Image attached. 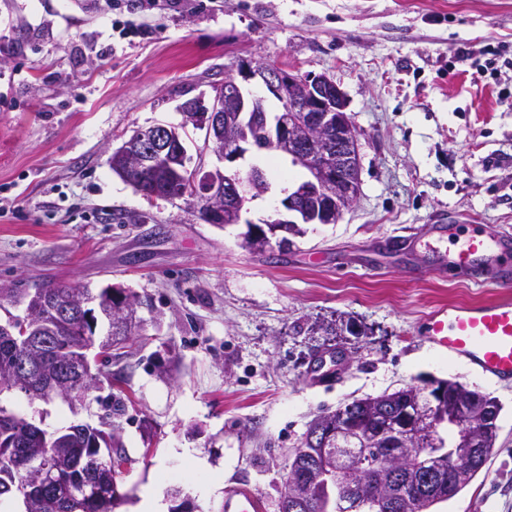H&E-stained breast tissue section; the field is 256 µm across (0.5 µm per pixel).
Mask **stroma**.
<instances>
[{
    "instance_id": "35a3bbf8",
    "label": "stroma",
    "mask_w": 512,
    "mask_h": 512,
    "mask_svg": "<svg viewBox=\"0 0 512 512\" xmlns=\"http://www.w3.org/2000/svg\"><path fill=\"white\" fill-rule=\"evenodd\" d=\"M243 59L328 76L360 135L356 204L261 254L244 235L273 219L288 160L237 162L262 166L270 188L223 228L109 166L134 130L162 123L222 167L182 108L209 103ZM511 93L512 0H0V287L111 283L150 300L112 390L75 412L19 394L13 408L52 430L98 424L101 398L128 396L120 512L159 477L189 512H220L223 489L204 488L215 475L279 512L291 451L321 410L452 380L499 401L498 438L431 512H512V385L419 339L436 306L499 294L442 272L428 247L439 224L512 235ZM324 354L342 378L316 372Z\"/></svg>"
}]
</instances>
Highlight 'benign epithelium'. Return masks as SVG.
Instances as JSON below:
<instances>
[{
  "mask_svg": "<svg viewBox=\"0 0 512 512\" xmlns=\"http://www.w3.org/2000/svg\"><path fill=\"white\" fill-rule=\"evenodd\" d=\"M256 83L264 94L247 89ZM210 105L190 103L189 121L206 128L208 148L225 162L232 164L253 149H288V157L306 169L307 177L287 191L282 206L304 224H335L350 209L360 194V147L358 134L346 112V101L338 85L325 75L299 74L277 65L240 61L235 73L224 77V83L213 88ZM272 97L283 104L282 111L271 115L265 108ZM235 136L219 147L225 131ZM114 172L128 178L133 169H146L164 162L181 166L180 183L191 179L197 184L192 198L205 203L214 224H239L247 203V190L264 181L252 169L240 171L207 170L195 162L183 146L176 128L154 125L132 135L115 150ZM137 190L150 197L185 198L179 186ZM292 220L277 218L266 222V228L250 227V236L267 241L276 238L280 225ZM35 310H46L56 319L70 317L71 306L58 300L47 302L43 293L31 296ZM424 406L410 420L392 432L399 442L413 434L421 422L441 426L447 423L446 386L430 381L413 389ZM445 456L442 448H424L412 457L415 467H427L430 461ZM344 471L333 470L323 476L317 489L323 512H344L351 500L362 495L360 486L346 483Z\"/></svg>",
  "mask_w": 512,
  "mask_h": 512,
  "instance_id": "obj_1",
  "label": "benign epithelium"
}]
</instances>
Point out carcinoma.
<instances>
[{
  "label": "carcinoma",
  "instance_id": "obj_1",
  "mask_svg": "<svg viewBox=\"0 0 512 512\" xmlns=\"http://www.w3.org/2000/svg\"><path fill=\"white\" fill-rule=\"evenodd\" d=\"M133 180L165 184L172 174L163 167L154 170H133ZM38 290L56 299H66L78 292L90 303L105 302L110 293L126 294L132 304H146L142 297L129 288L113 290L102 287L92 292L85 287L43 284ZM31 293L27 288H0V310L6 321L27 322L24 335H0V396L12 391L24 395L28 404L48 401L57 394H66L72 405H83L92 392L100 389V369L82 363L83 349L95 335L97 315L90 306L77 312L73 323L65 326L49 318H31L28 314L14 315L11 308L27 306ZM138 326L112 322L108 335L112 344L101 346V353L109 358L112 351L135 335ZM448 396L459 410L469 414L485 406L501 410L499 402L479 391L446 380ZM417 403L406 389L383 393L375 397L354 399L334 411H322L310 422L301 446L311 453L292 458L288 474H309L314 481L324 460L316 447L308 443L311 435L336 432L341 425L353 420L363 425L359 433H343L337 438L344 459H353L368 451L375 460L384 454L388 435L399 417L416 411ZM107 413L97 426L72 424L49 431L33 419L10 411L0 404V505L15 498L14 483L29 477L39 466V457L49 454L50 468L37 488V497L28 512H114L123 504L125 495L118 491L116 475L123 466L131 463L123 449L120 426L112 417L121 412L118 402L106 404ZM499 426L490 421L484 425L483 447L487 451L475 453V470L478 474L486 465L494 448ZM468 482L458 479L456 468L443 465L432 483L423 480L419 472L406 468L397 482L388 480L380 469L374 468L363 478V491L367 495L390 494L401 498L406 512H418V505L428 508L455 497ZM285 493L306 499V512H319L314 493L305 486L285 480Z\"/></svg>",
  "mask_w": 512,
  "mask_h": 512
}]
</instances>
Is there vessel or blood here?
Wrapping results in <instances>:
<instances>
[{
	"mask_svg": "<svg viewBox=\"0 0 512 512\" xmlns=\"http://www.w3.org/2000/svg\"><path fill=\"white\" fill-rule=\"evenodd\" d=\"M447 247L433 248L441 269L479 279L484 266L497 274L496 287L506 294L477 304L442 305L426 319V339L430 345L448 353L479 377L499 383L512 382V238L487 232L471 225L459 235L457 225L446 229ZM221 512H261L258 497L247 490H229Z\"/></svg>",
	"mask_w": 512,
	"mask_h": 512,
	"instance_id": "b4317fda",
	"label": "vessel or blood"
}]
</instances>
